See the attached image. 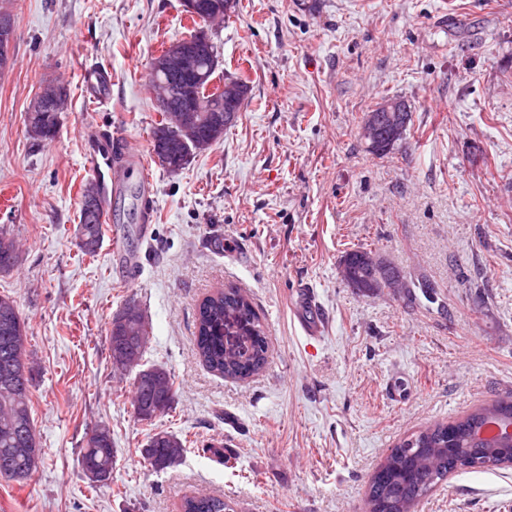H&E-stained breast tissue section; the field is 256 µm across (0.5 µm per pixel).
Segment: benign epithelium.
<instances>
[{
  "mask_svg": "<svg viewBox=\"0 0 512 512\" xmlns=\"http://www.w3.org/2000/svg\"><path fill=\"white\" fill-rule=\"evenodd\" d=\"M183 12L196 18H204L207 24L220 17L219 11L207 0H182ZM14 25L10 13L0 12V70L5 69L12 58ZM212 42L208 30L204 29L195 38H187L170 44L166 51L155 56L153 60L154 74L176 76L181 79H192L196 85L208 80V73L199 67V60L211 53ZM68 88L64 84L48 83L43 85L32 98L28 107L27 131L35 135L39 129L35 126L38 113L56 107L67 100ZM244 104L243 87L235 80L224 82L221 96L202 107L191 88L182 89V94H171L159 98V110L176 116L186 122L184 133L177 147L184 151L200 147L199 141H209L217 135L221 122H212L203 112H222L224 121L235 119ZM409 121V107L400 101H391L369 113L361 127L362 138L371 146L391 142L404 134Z\"/></svg>",
  "mask_w": 512,
  "mask_h": 512,
  "instance_id": "1",
  "label": "benign epithelium"
}]
</instances>
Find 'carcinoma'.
I'll use <instances>...</instances> for the list:
<instances>
[{
	"label": "carcinoma",
	"mask_w": 512,
	"mask_h": 512,
	"mask_svg": "<svg viewBox=\"0 0 512 512\" xmlns=\"http://www.w3.org/2000/svg\"><path fill=\"white\" fill-rule=\"evenodd\" d=\"M62 109L43 115L42 140L55 137ZM166 119L156 123L151 136V153L158 164L175 173L189 162L186 155L161 147L158 133L174 143L182 132L163 129ZM78 238L87 254H96L102 242L99 196L83 198ZM372 251L359 247L346 252L342 280L362 279L367 274ZM19 259L16 241L0 233V272L13 269ZM122 311L123 320L112 317L109 328V357L115 372L135 373L131 406L140 421L151 422L167 414L175 402L176 387L171 374L161 366L142 367L150 340L151 325L145 312L133 301ZM27 325L16 302L0 295V477L23 481L37 470L42 455L31 416L33 368L27 362ZM195 344L199 358L211 371L233 379H248L267 364L269 340L266 328L250 298L239 289L217 291L198 305ZM512 393L500 394L471 412L448 422H434L401 440L368 483L369 512H410L448 474L458 470L490 469L512 463ZM186 452L178 436L160 430L140 449L153 470L179 466ZM116 450L112 434L98 427L86 436L80 450L81 471L92 469L101 483L112 476ZM180 512H235L233 502L222 496L199 493L186 495Z\"/></svg>",
	"instance_id": "carcinoma-1"
}]
</instances>
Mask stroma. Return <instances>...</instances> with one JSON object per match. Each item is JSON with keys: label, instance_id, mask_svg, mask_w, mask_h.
Instances as JSON below:
<instances>
[{"label": "stroma", "instance_id": "obj_1", "mask_svg": "<svg viewBox=\"0 0 512 512\" xmlns=\"http://www.w3.org/2000/svg\"><path fill=\"white\" fill-rule=\"evenodd\" d=\"M9 8L0 230L23 251L0 295L27 323L42 461L26 482L0 478V512H178L195 491L231 497L237 512H366L368 479L395 444L512 392V0H239L210 33L219 72L249 85L235 125L179 172L151 164L147 185L131 167L120 188L105 185L123 249L93 256L77 233L87 131L150 152V59L195 26L181 0ZM94 63L111 71L102 106L80 82ZM52 78L70 94L40 142L25 115ZM395 97L411 121L380 158L358 128ZM358 246L404 271L411 298L348 288L339 261ZM222 288L246 293L266 326L268 363L246 380L196 352L197 307ZM302 288L316 291L322 340L297 324ZM129 301L152 323L144 366L177 388L151 422L133 413V375L111 369L109 323ZM100 424L117 460L92 485L79 455ZM160 430L186 441L176 469L141 458ZM511 504L512 465L451 475L414 512Z\"/></svg>", "mask_w": 512, "mask_h": 512}]
</instances>
